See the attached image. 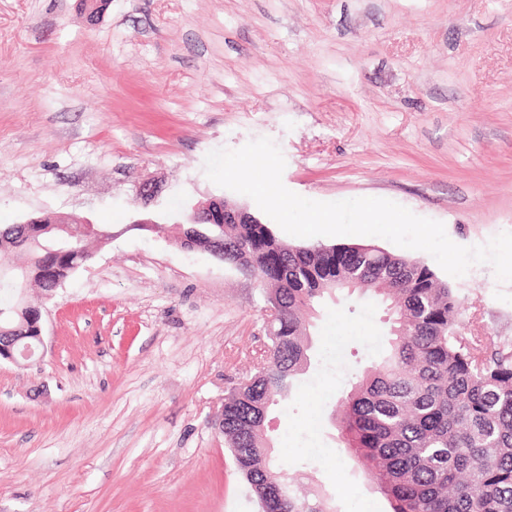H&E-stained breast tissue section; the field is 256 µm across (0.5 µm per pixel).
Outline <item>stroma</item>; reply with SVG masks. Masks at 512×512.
<instances>
[{
    "mask_svg": "<svg viewBox=\"0 0 512 512\" xmlns=\"http://www.w3.org/2000/svg\"><path fill=\"white\" fill-rule=\"evenodd\" d=\"M259 137L302 197L388 199L464 246L512 232V0H109L95 21L80 0H0V224L74 215L113 235L51 298L26 291L44 346L0 360V512H258L214 417L265 340L263 293L173 239L194 204L252 206L204 158ZM439 278L512 341V282ZM384 321L368 298L326 309L321 360L265 431L344 512L389 509L332 423Z\"/></svg>",
    "mask_w": 512,
    "mask_h": 512,
    "instance_id": "stroma-1",
    "label": "stroma"
}]
</instances>
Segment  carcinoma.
<instances>
[{
    "mask_svg": "<svg viewBox=\"0 0 512 512\" xmlns=\"http://www.w3.org/2000/svg\"><path fill=\"white\" fill-rule=\"evenodd\" d=\"M198 249L230 244L252 261L263 295L282 307L253 372L224 397V444L269 512H343L316 480L298 495L288 471L272 463L265 439L273 405L290 399L312 358L322 305L356 291L387 316L385 346L338 400L339 444L368 474L389 512H512V343L498 346L462 332L473 303L422 261L365 244H289L270 225L184 224ZM88 238L31 235L0 224V249L28 257L27 270L0 269V345L38 351L29 306L35 284L50 296L85 264Z\"/></svg>",
    "mask_w": 512,
    "mask_h": 512,
    "instance_id": "carcinoma-1",
    "label": "carcinoma"
}]
</instances>
